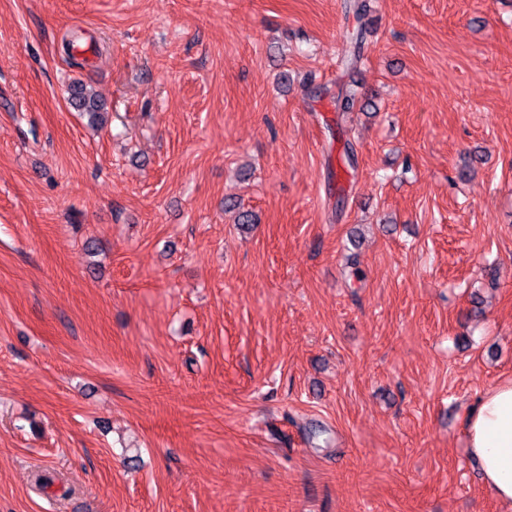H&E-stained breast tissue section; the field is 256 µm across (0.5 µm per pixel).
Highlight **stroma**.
<instances>
[{"label": "stroma", "instance_id": "stroma-1", "mask_svg": "<svg viewBox=\"0 0 512 512\" xmlns=\"http://www.w3.org/2000/svg\"><path fill=\"white\" fill-rule=\"evenodd\" d=\"M346 5L0 0V512H512V0ZM349 10L353 12L358 26L352 32H349L351 43L353 44V50L351 54L343 60V66L346 69H354L363 58L364 45H365V34H366V22L364 21L367 14V4L363 0L349 1ZM69 105L77 112H86L90 115L93 122L103 125L106 123L103 114L107 113L104 103H101L100 97L85 82H74L70 87ZM465 448L492 497L512 505V380L487 389L471 407Z\"/></svg>", "mask_w": 512, "mask_h": 512}]
</instances>
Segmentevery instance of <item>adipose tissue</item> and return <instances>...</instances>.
<instances>
[{"label":"adipose tissue","mask_w":512,"mask_h":512,"mask_svg":"<svg viewBox=\"0 0 512 512\" xmlns=\"http://www.w3.org/2000/svg\"><path fill=\"white\" fill-rule=\"evenodd\" d=\"M466 453L492 497L512 505V380L487 389L469 410Z\"/></svg>","instance_id":"obj_1"}]
</instances>
